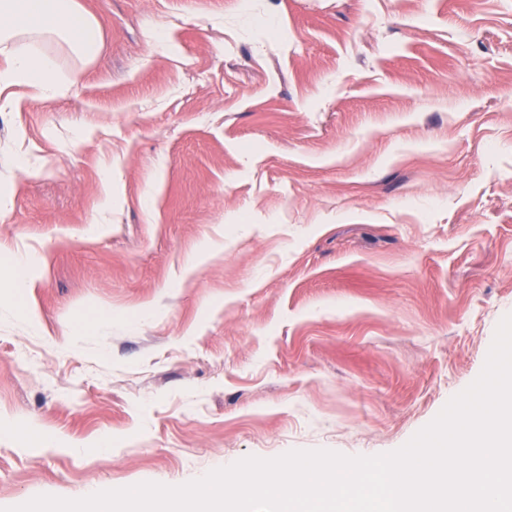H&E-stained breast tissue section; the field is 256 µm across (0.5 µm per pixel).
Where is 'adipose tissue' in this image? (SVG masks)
<instances>
[{
	"label": "adipose tissue",
	"mask_w": 512,
	"mask_h": 512,
	"mask_svg": "<svg viewBox=\"0 0 512 512\" xmlns=\"http://www.w3.org/2000/svg\"><path fill=\"white\" fill-rule=\"evenodd\" d=\"M51 41L91 58L99 43L98 23L77 0H0V112L17 108L16 87L48 99L76 85L77 74L58 77L55 60L44 49Z\"/></svg>",
	"instance_id": "adipose-tissue-1"
}]
</instances>
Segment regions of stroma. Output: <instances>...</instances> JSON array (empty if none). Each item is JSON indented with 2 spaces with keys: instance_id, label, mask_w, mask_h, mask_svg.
Here are the masks:
<instances>
[{
  "instance_id": "obj_1",
  "label": "stroma",
  "mask_w": 512,
  "mask_h": 512,
  "mask_svg": "<svg viewBox=\"0 0 512 512\" xmlns=\"http://www.w3.org/2000/svg\"><path fill=\"white\" fill-rule=\"evenodd\" d=\"M78 2L0 112V510L403 446L512 313V0Z\"/></svg>"
}]
</instances>
